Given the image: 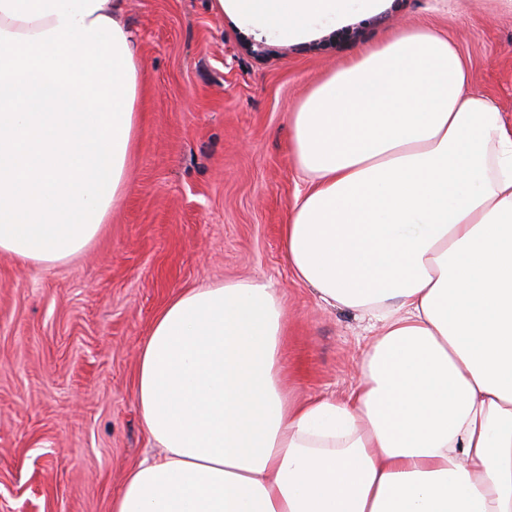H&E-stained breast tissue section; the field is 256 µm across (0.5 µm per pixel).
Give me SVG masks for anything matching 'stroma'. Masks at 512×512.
<instances>
[{
	"label": "stroma",
	"mask_w": 512,
	"mask_h": 512,
	"mask_svg": "<svg viewBox=\"0 0 512 512\" xmlns=\"http://www.w3.org/2000/svg\"><path fill=\"white\" fill-rule=\"evenodd\" d=\"M125 5L144 76L128 192L67 261L0 252V512H112L151 451L139 351L183 289L264 281L286 310L289 393L342 397L357 385L367 322L294 277L282 226L305 187L288 115L362 47L405 26L447 35L512 129V12L495 0H393L307 44L256 37L214 0Z\"/></svg>",
	"instance_id": "35a3bbf8"
}]
</instances>
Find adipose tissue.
<instances>
[{"label": "adipose tissue", "instance_id": "adipose-tissue-1", "mask_svg": "<svg viewBox=\"0 0 512 512\" xmlns=\"http://www.w3.org/2000/svg\"><path fill=\"white\" fill-rule=\"evenodd\" d=\"M124 0H0V252L85 249L128 190L143 75ZM392 0H215L307 43ZM295 277L378 327L347 396L290 400L259 280L155 316L135 393L157 451L112 512H512V131L446 35L393 31L289 116Z\"/></svg>", "mask_w": 512, "mask_h": 512}]
</instances>
